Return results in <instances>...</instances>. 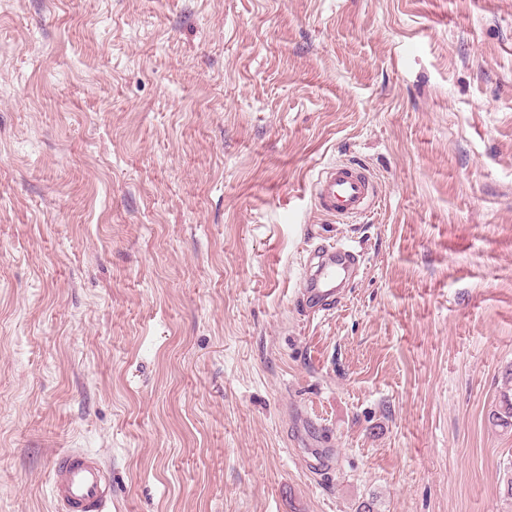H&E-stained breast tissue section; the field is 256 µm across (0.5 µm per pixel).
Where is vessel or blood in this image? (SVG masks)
<instances>
[{
	"instance_id": "1",
	"label": "vessel or blood",
	"mask_w": 512,
	"mask_h": 512,
	"mask_svg": "<svg viewBox=\"0 0 512 512\" xmlns=\"http://www.w3.org/2000/svg\"><path fill=\"white\" fill-rule=\"evenodd\" d=\"M315 208L347 221L360 218L379 198V186L366 165L355 161L329 164L314 182ZM316 269H305L303 299L312 314L329 311L340 283L360 262V254L342 244L319 246ZM108 470L102 459L79 448L69 449L53 462L51 493L59 512H106L111 498Z\"/></svg>"
}]
</instances>
